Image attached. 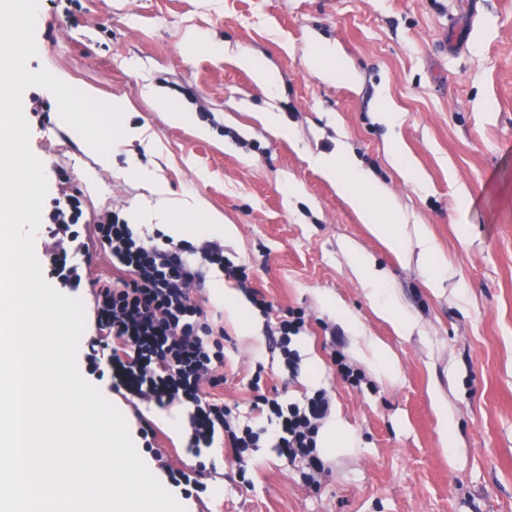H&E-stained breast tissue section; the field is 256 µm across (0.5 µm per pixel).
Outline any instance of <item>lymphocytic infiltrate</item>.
<instances>
[{
    "instance_id": "lymphocytic-infiltrate-1",
    "label": "lymphocytic infiltrate",
    "mask_w": 512,
    "mask_h": 512,
    "mask_svg": "<svg viewBox=\"0 0 512 512\" xmlns=\"http://www.w3.org/2000/svg\"><path fill=\"white\" fill-rule=\"evenodd\" d=\"M84 212L78 195L54 200L47 215L46 250L62 287L70 291L90 288L97 308V343L107 358L87 355L91 373L109 369V386L165 409L175 405L189 410V445L209 448L216 433H224L235 453L258 447L261 434L236 424L232 411L215 390L223 381L224 330L211 322L192 295L199 280L198 262L224 267V248L208 242L201 247L173 238L162 243L144 239L118 215L100 217L94 233L118 272L115 279H85L80 256L89 244L79 229ZM330 401L317 390L306 404L282 405L278 399L257 396L254 407L275 420L269 433L275 448L288 462H305L319 470L317 437Z\"/></svg>"
}]
</instances>
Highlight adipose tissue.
Segmentation results:
<instances>
[{
  "mask_svg": "<svg viewBox=\"0 0 512 512\" xmlns=\"http://www.w3.org/2000/svg\"><path fill=\"white\" fill-rule=\"evenodd\" d=\"M315 163L328 180L335 182L338 191L360 213L371 231L385 240L391 250L402 251L405 241L398 231L402 217L385 201L379 188L369 181L354 161L344 160L341 154H322ZM161 230L167 236L193 241L202 237L230 239L236 236L235 225L225 223L222 214L209 212L201 223L165 222Z\"/></svg>",
  "mask_w": 512,
  "mask_h": 512,
  "instance_id": "1",
  "label": "adipose tissue"
}]
</instances>
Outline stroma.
<instances>
[{"mask_svg": "<svg viewBox=\"0 0 512 512\" xmlns=\"http://www.w3.org/2000/svg\"><path fill=\"white\" fill-rule=\"evenodd\" d=\"M466 2L79 0L67 18L54 0H39L29 69L65 75L106 104L122 99L127 124L148 132L123 139L103 169L54 95L28 88L42 102L41 116L25 118L49 197L77 186L88 216L119 212L144 236L165 204L187 212L199 198L223 214L238 229L225 257L249 268L272 305L269 315L253 312L244 336L212 292L218 269L203 267L197 297L224 329L225 403L253 428L267 426L252 409L258 372L263 393L285 404L326 389L329 417L349 428L343 448L321 450L323 468L308 482L305 465L268 442L247 451L242 468L220 436L190 453L187 433L170 425L187 423L186 408L105 391L134 445L141 419L161 429L158 454L142 455L160 483L169 465L208 468L206 490L184 501L185 512H512V0H479L474 20ZM201 38L222 43L223 54L198 50ZM325 45L346 77L324 72L316 55ZM244 53L277 72L275 88L238 65ZM153 88L190 122L169 124L150 103ZM269 111L282 129L257 120ZM199 125L210 138L196 134ZM394 142L425 183L399 173ZM339 148L401 213L406 252L372 235L314 166ZM140 165L153 185L135 175ZM418 224L440 251L435 286ZM358 254L381 272L379 295L407 317V330L377 314ZM291 310L305 320L291 344L293 373L268 332ZM372 340L393 371L378 365ZM335 350L363 374L360 386L337 374Z\"/></svg>", "mask_w": 512, "mask_h": 512, "instance_id": "obj_1", "label": "stroma"}]
</instances>
